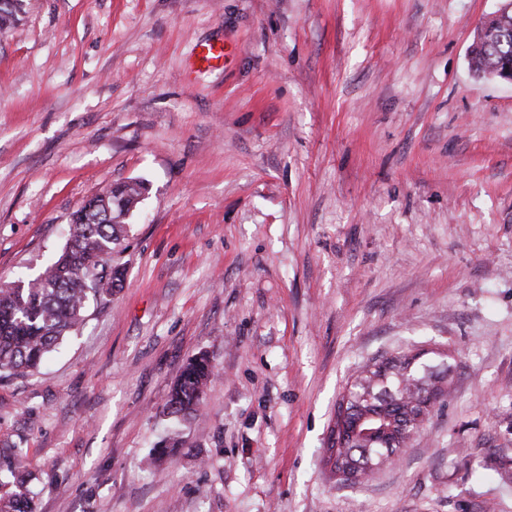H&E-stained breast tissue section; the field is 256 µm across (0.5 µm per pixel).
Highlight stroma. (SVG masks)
<instances>
[{"label": "stroma", "instance_id": "obj_1", "mask_svg": "<svg viewBox=\"0 0 512 512\" xmlns=\"http://www.w3.org/2000/svg\"><path fill=\"white\" fill-rule=\"evenodd\" d=\"M500 0H23L0 36V285L146 181L126 279L0 381L35 512H512V85ZM224 46L197 69L198 46ZM438 348L451 395L367 479L323 457L360 368ZM216 379L163 415L194 355ZM169 435L174 461L152 462ZM508 19L503 25L499 24L493 38L470 51V63L476 72H486L499 64H512V16Z\"/></svg>", "mask_w": 512, "mask_h": 512}]
</instances>
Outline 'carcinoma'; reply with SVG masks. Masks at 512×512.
Segmentation results:
<instances>
[{
	"label": "carcinoma",
	"instance_id": "obj_1",
	"mask_svg": "<svg viewBox=\"0 0 512 512\" xmlns=\"http://www.w3.org/2000/svg\"><path fill=\"white\" fill-rule=\"evenodd\" d=\"M21 10L22 0H0V33L15 27ZM470 63L478 73L512 64V16L493 38L474 46ZM147 191L143 181L108 185L72 213L64 247L36 277L22 274L0 288V380L38 371L84 322L89 297L105 303L123 286L126 268L114 262L112 253L125 240L127 218ZM447 375L446 368L413 364L408 357L363 366L348 389L347 414L336 419L341 431L331 455L365 478L391 462L427 419L420 384L433 387ZM215 378L212 361L188 360L169 389L167 414L198 411ZM363 418L375 419L383 434L373 438L355 431ZM3 471L10 479L0 483V512H35L30 475L18 469L15 455L0 454Z\"/></svg>",
	"mask_w": 512,
	"mask_h": 512
}]
</instances>
